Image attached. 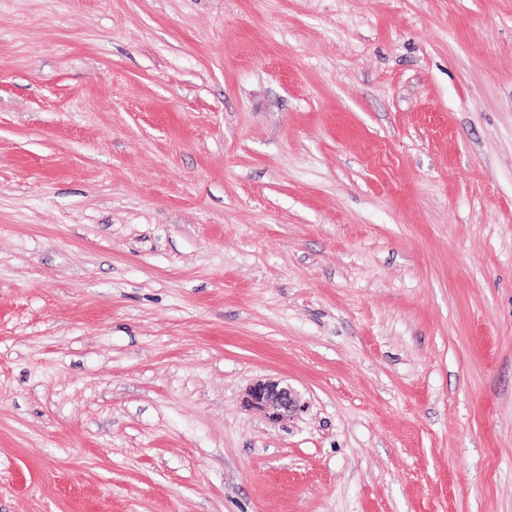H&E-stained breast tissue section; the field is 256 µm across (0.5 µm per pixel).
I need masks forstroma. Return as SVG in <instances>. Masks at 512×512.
Segmentation results:
<instances>
[{
	"mask_svg": "<svg viewBox=\"0 0 512 512\" xmlns=\"http://www.w3.org/2000/svg\"><path fill=\"white\" fill-rule=\"evenodd\" d=\"M0 512H512V0H0ZM247 406L268 413L270 420L280 421L298 406V394L288 384L257 382L247 390Z\"/></svg>",
	"mask_w": 512,
	"mask_h": 512,
	"instance_id": "35a3bbf8",
	"label": "stroma"
}]
</instances>
